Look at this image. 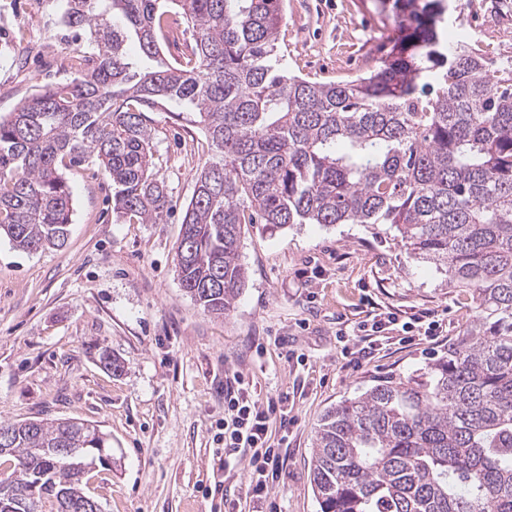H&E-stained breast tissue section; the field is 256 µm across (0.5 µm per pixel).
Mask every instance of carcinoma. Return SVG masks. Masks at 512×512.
<instances>
[{
    "label": "carcinoma",
    "instance_id": "carcinoma-1",
    "mask_svg": "<svg viewBox=\"0 0 512 512\" xmlns=\"http://www.w3.org/2000/svg\"><path fill=\"white\" fill-rule=\"evenodd\" d=\"M93 66L0 116V236L61 248L65 162L94 157L112 211L158 224L149 113L199 116L212 158L197 174L177 247L184 291L222 317L247 281L245 225L389 224L409 253L470 293L478 323L405 379L327 409L312 448L320 512H512V63L444 36L446 0H378L398 36L368 73L336 83L291 75L278 56L282 0H62ZM193 31L161 58L166 13ZM138 44V66L126 43ZM107 439L88 423L0 421L10 512H77ZM38 480L37 494L29 492Z\"/></svg>",
    "mask_w": 512,
    "mask_h": 512
}]
</instances>
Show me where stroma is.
<instances>
[{"mask_svg": "<svg viewBox=\"0 0 512 512\" xmlns=\"http://www.w3.org/2000/svg\"><path fill=\"white\" fill-rule=\"evenodd\" d=\"M451 40L512 60V0H447ZM61 0H0V114L37 90L87 72L84 37L60 22ZM278 52L289 73L351 80L381 57L376 0H283ZM155 171L171 207L160 223L112 211V180L96 159L62 167L72 192L66 245L27 253L0 237V421L69 418L108 435L110 459L86 475L101 512H221L206 490L223 483L235 512H320L310 477L320 416L388 376L406 377L474 325L470 297L444 271L409 258L389 225H249L245 288L227 315L183 290L176 248L198 169L209 159L193 112L152 113ZM440 321L434 340H389L349 365L339 328L372 313ZM119 359L114 373L101 350ZM305 365H298L297 356ZM241 373L259 398L282 397L294 423L283 476L268 501L246 494L247 465L224 470L214 440L224 376Z\"/></svg>", "mask_w": 512, "mask_h": 512, "instance_id": "35a3bbf8", "label": "stroma"}]
</instances>
